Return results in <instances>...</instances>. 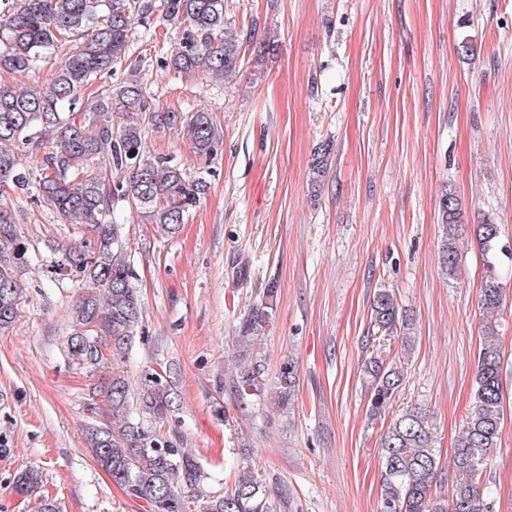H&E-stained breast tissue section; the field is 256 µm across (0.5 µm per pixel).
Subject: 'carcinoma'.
<instances>
[{"label":"carcinoma","mask_w":512,"mask_h":512,"mask_svg":"<svg viewBox=\"0 0 512 512\" xmlns=\"http://www.w3.org/2000/svg\"><path fill=\"white\" fill-rule=\"evenodd\" d=\"M0 10V71L22 73L45 59L61 60L43 90H21L0 80V192L20 195L38 189L43 201L65 218L80 242L48 246L55 280H82L83 292L70 311L66 339L69 361L88 371L112 365V376L92 388L106 398L110 416L93 423L88 443L96 462L128 496L145 501L151 512H273L263 480L248 470L229 492L211 490L209 477L195 455L162 428L178 410L170 371L145 373L132 382L116 368L125 358L142 318V297L135 285L130 251L123 227L103 221L116 202H125L141 223L154 224L174 236L189 210L200 202L207 184L192 178L144 146L145 129L180 128L193 153L209 158L223 142L213 113L162 110L144 82L129 78L101 85L93 92L91 124L64 116L79 93L122 65L135 26H149L151 0H8ZM162 20L181 30V37L162 58L161 66L211 80L231 82L240 72L245 36L228 28L224 0H162ZM83 38L71 46L72 38ZM123 116L115 125L112 114ZM52 141L40 166L21 162L19 144ZM333 145L320 144L309 166L311 190L320 191L330 170ZM103 157L125 178L112 184L86 174L83 163ZM442 226L439 262L453 276L458 263L457 240L462 224L461 203L455 191L439 201ZM472 234L487 249L496 246L499 225L486 218L472 225ZM30 264L28 245L18 225L0 208V331L16 318L20 274ZM277 290L264 289L260 306L239 325L237 345L243 363L240 394L256 396L261 364L253 362L258 333L274 322ZM503 300L496 269L490 268L480 294L485 310ZM371 321L381 332L399 335L403 346L414 343L412 323L402 315L394 294L378 289L371 304ZM371 388L370 415L386 410L404 381L402 371L377 358L363 365ZM502 357L494 328L485 330L478 353L474 404L457 442L454 466L458 474L451 498L431 495L438 464L422 412L398 416L381 442L383 464L382 512H487L478 486L477 460L500 446L503 420ZM297 373L292 364L281 369L276 402L286 408L295 396ZM41 474L33 469L15 477L13 491L29 497L40 492Z\"/></svg>","instance_id":"carcinoma-1"}]
</instances>
